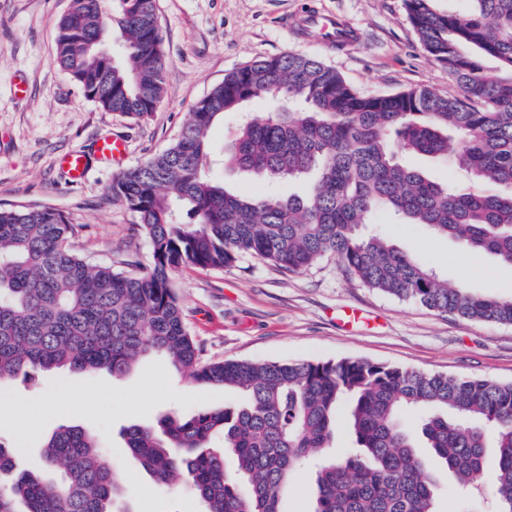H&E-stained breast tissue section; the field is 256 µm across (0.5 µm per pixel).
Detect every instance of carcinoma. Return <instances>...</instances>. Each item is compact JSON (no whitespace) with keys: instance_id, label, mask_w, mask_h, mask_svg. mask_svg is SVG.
I'll return each instance as SVG.
<instances>
[{"instance_id":"obj_1","label":"carcinoma","mask_w":512,"mask_h":512,"mask_svg":"<svg viewBox=\"0 0 512 512\" xmlns=\"http://www.w3.org/2000/svg\"><path fill=\"white\" fill-rule=\"evenodd\" d=\"M405 0L408 19L460 94L426 88L364 96L315 57L285 52L228 73L197 101L174 143L119 174L112 196L153 248L146 273L77 255L76 228L51 208L0 207V381L52 370L128 373L163 355L202 383L242 394L233 409L165 415L123 431L128 464L160 486H185L204 512H281L279 490L312 455L311 512H438L428 455L455 479L448 512L491 479L495 512H512V383L458 379L365 360L204 363L170 275L220 268L241 253L299 272L334 256L364 286L439 313L512 324V298H486L360 226L377 213L461 241L512 272V0ZM54 63L107 112L143 116L164 99L155 0H72ZM270 96L277 112L246 120L224 164L307 190L246 196L211 176V127ZM439 182L401 154L448 158ZM347 403L353 448L327 454ZM45 472H13L0 442V512H117L127 464L96 436L62 425L42 444ZM237 460L230 477L224 457Z\"/></svg>"}]
</instances>
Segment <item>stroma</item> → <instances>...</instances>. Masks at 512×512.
Listing matches in <instances>:
<instances>
[{"mask_svg": "<svg viewBox=\"0 0 512 512\" xmlns=\"http://www.w3.org/2000/svg\"><path fill=\"white\" fill-rule=\"evenodd\" d=\"M165 60V97L155 112L128 117L86 100L53 63L57 23L70 0H0V207L49 206L76 227L75 249L89 261L137 272L153 264L152 246L135 215L112 198L115 169L93 166L86 183L71 185L56 160L90 148L105 134L124 136L127 166L165 150L193 105L247 62L292 52L316 57L359 93L389 95L415 88L457 94L446 68L421 45L404 0H156ZM311 3L344 16L360 36L343 49L295 34L292 17ZM24 76L26 98L12 94ZM260 97L243 112L225 113L210 131L215 150L235 140L244 113L274 111ZM214 175L227 190L250 196L303 192L302 181L276 182L229 168ZM431 266L441 278L471 291L512 298V278L490 257L474 259L463 243L419 224H391L385 216L363 226ZM185 321L203 360L253 362L366 359L458 378L512 382V325L441 314L365 287L323 257L292 273L273 262L240 256L224 268L185 265L171 276ZM360 312L348 321L345 312ZM0 441L20 448L18 467L41 465L40 445L62 424L96 434L113 459L126 460L122 437L133 423L152 424L171 413L236 406L233 391L196 382L160 356L141 359L115 377L62 371L34 385L1 381ZM124 512H201L186 488L158 489L133 471L120 501Z\"/></svg>", "mask_w": 512, "mask_h": 512, "instance_id": "1", "label": "stroma"}]
</instances>
